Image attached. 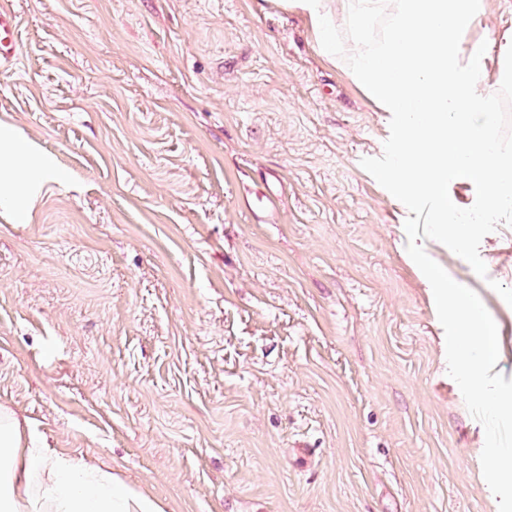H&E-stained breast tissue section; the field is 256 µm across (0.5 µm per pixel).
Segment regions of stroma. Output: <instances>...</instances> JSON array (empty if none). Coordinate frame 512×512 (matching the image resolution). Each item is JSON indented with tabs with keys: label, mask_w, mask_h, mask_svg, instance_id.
<instances>
[{
	"label": "stroma",
	"mask_w": 512,
	"mask_h": 512,
	"mask_svg": "<svg viewBox=\"0 0 512 512\" xmlns=\"http://www.w3.org/2000/svg\"><path fill=\"white\" fill-rule=\"evenodd\" d=\"M0 123L56 158L0 211V405L165 512H498L447 373L389 136L284 0H13ZM277 194L268 215L246 200ZM475 291L512 380V226Z\"/></svg>",
	"instance_id": "obj_1"
}]
</instances>
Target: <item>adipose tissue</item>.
<instances>
[{
  "label": "adipose tissue",
  "mask_w": 512,
  "mask_h": 512,
  "mask_svg": "<svg viewBox=\"0 0 512 512\" xmlns=\"http://www.w3.org/2000/svg\"><path fill=\"white\" fill-rule=\"evenodd\" d=\"M56 160L0 124V210L30 221L28 198L66 182ZM0 512H164L151 496L129 488L111 470L80 456L33 446L23 423L0 406Z\"/></svg>",
  "instance_id": "adipose-tissue-1"
}]
</instances>
